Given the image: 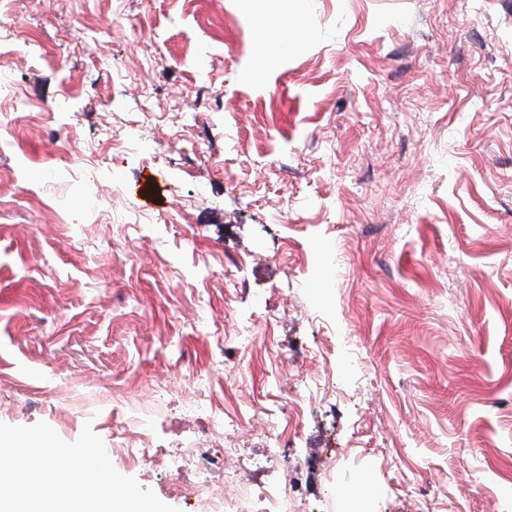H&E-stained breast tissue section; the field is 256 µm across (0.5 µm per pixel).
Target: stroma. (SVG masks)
Masks as SVG:
<instances>
[{
  "mask_svg": "<svg viewBox=\"0 0 512 512\" xmlns=\"http://www.w3.org/2000/svg\"><path fill=\"white\" fill-rule=\"evenodd\" d=\"M291 11L0 0V422L148 409L258 505L512 512V0H307L244 80Z\"/></svg>",
  "mask_w": 512,
  "mask_h": 512,
  "instance_id": "1",
  "label": "stroma"
}]
</instances>
